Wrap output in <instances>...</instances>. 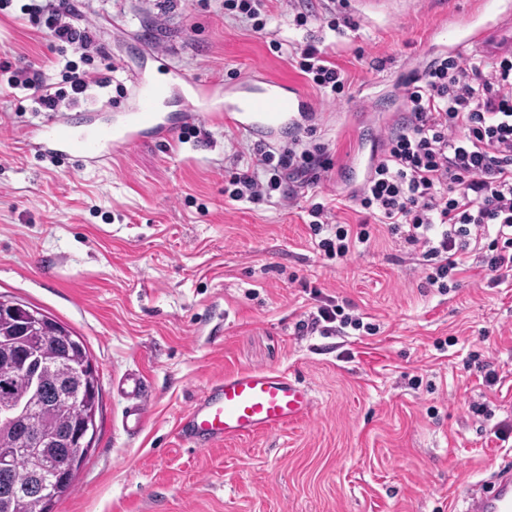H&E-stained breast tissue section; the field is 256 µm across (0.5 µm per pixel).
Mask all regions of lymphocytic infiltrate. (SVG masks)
I'll list each match as a JSON object with an SVG mask.
<instances>
[{
	"label": "lymphocytic infiltrate",
	"instance_id": "obj_1",
	"mask_svg": "<svg viewBox=\"0 0 512 512\" xmlns=\"http://www.w3.org/2000/svg\"><path fill=\"white\" fill-rule=\"evenodd\" d=\"M21 11L59 52L73 49L86 59L94 50L95 32L80 24L76 0H27ZM291 60L319 91L340 93L349 80L316 45L294 48ZM2 70L9 74V88L24 92L38 112L79 106L91 87L112 83L111 75L78 70L70 60L58 83L41 70L16 69L6 60ZM399 89L405 113L386 124L382 156L354 201L421 256L428 287L446 292L474 244L484 239L490 242L481 257L484 267L495 282L511 280L512 54L472 64L444 53ZM251 154V162L229 180L231 200L268 201L286 195L289 179L315 183L328 169L317 151L295 145L259 141ZM309 215L310 234L327 258L344 261L370 238L367 224L340 223L323 204H313Z\"/></svg>",
	"mask_w": 512,
	"mask_h": 512
}]
</instances>
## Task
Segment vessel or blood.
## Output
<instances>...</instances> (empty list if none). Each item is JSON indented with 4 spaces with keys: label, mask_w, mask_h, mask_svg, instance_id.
Instances as JSON below:
<instances>
[{
    "label": "vessel or blood",
    "mask_w": 512,
    "mask_h": 512,
    "mask_svg": "<svg viewBox=\"0 0 512 512\" xmlns=\"http://www.w3.org/2000/svg\"><path fill=\"white\" fill-rule=\"evenodd\" d=\"M433 37L451 42L459 49L481 47L492 56L512 51V18L499 23H482L470 18L460 25H440ZM185 83L192 93L184 99V122L208 121L266 137L284 127L300 128L308 106L304 97L280 83L261 78L259 83L243 82L236 95L220 112L205 110L203 84L193 78ZM138 106L131 124L123 129L86 126L78 114L67 113L37 125L29 131L31 149L60 157H75L90 163L110 158L113 152L129 148L142 138L170 139V127L161 123L158 101L163 86L136 82ZM127 406L122 416L126 432L143 430L149 419L148 387L142 374L129 373L118 382ZM313 402L311 390L287 374L276 371H238L212 382L179 418L176 431L181 440L205 449L228 440H245L288 426L308 416ZM465 512H512V465L503 464L492 485L466 501Z\"/></svg>",
    "instance_id": "obj_1"
}]
</instances>
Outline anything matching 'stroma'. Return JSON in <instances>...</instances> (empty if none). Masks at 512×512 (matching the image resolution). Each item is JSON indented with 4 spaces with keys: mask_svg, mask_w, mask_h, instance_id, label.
Segmentation results:
<instances>
[{
    "mask_svg": "<svg viewBox=\"0 0 512 512\" xmlns=\"http://www.w3.org/2000/svg\"><path fill=\"white\" fill-rule=\"evenodd\" d=\"M310 14L269 0L267 24L225 14L222 0H82L111 86L92 89L94 124H121L134 80L165 81L161 117L173 142L145 139L90 164L30 149L44 112H21L0 75V294L50 313L82 336L101 385L97 431L75 488L53 512H460L457 490L512 461V281L472 267L447 293L423 279L420 257L386 227L344 263L309 237L306 210L349 199L383 123L399 118V79L437 53L433 29L480 14L483 0H304ZM350 23L330 29V12ZM283 45L275 51L273 42ZM314 43L350 76L329 98L287 50ZM58 77V54L18 6L0 12V54ZM260 74L303 94L308 132L275 144L319 147L331 167L288 200L260 204L225 192L248 131L210 122L180 132L184 77L227 86ZM324 304L378 326L326 335L300 329ZM287 373L314 394L307 418L247 440L198 450L175 426L224 373ZM497 374L485 381L486 370ZM149 385L147 427L128 435L125 373Z\"/></svg>",
    "mask_w": 512,
    "mask_h": 512,
    "instance_id": "35a3bbf8",
    "label": "stroma"
}]
</instances>
